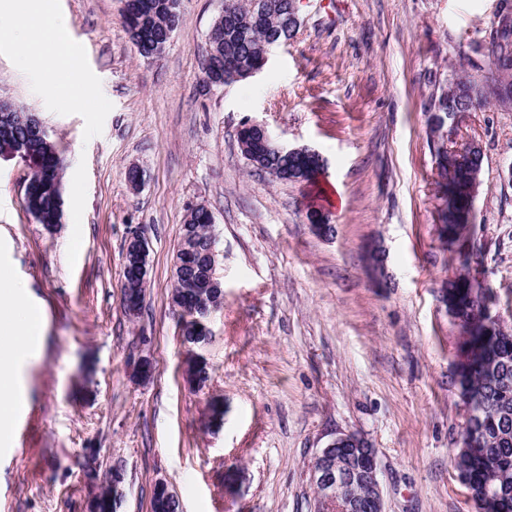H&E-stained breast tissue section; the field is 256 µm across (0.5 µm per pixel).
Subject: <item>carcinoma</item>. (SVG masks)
Instances as JSON below:
<instances>
[{"mask_svg": "<svg viewBox=\"0 0 512 512\" xmlns=\"http://www.w3.org/2000/svg\"><path fill=\"white\" fill-rule=\"evenodd\" d=\"M149 11L142 15L143 32L140 49L149 51L164 42L170 21L168 0H150ZM254 0H236L233 17H216L211 27L220 61L224 65L248 67L265 54L269 39L292 40L299 28L289 19L290 0H281L274 13L268 15L261 26H254ZM486 54L501 62V78L512 80V39L490 34ZM26 142L42 158L39 169L31 178L39 184L36 207L42 215V224L54 223L57 203L62 193L63 165L56 155L52 141H33L26 127L16 125L7 136L0 138V151L15 142ZM440 187L448 201L441 213L443 227L441 240L456 249L463 272L445 283L448 294V312L460 321L462 341L458 347L457 375L462 388L474 399L468 423L474 425L481 438L477 454L456 452L455 461L468 465L475 504L486 494L499 497L500 512H512V332L503 331L487 313V306L473 296L481 288L470 272L468 225L461 222L471 205L469 188L470 170L445 168L439 173ZM210 215L198 209L190 212L186 224L196 237V249L183 267L184 278L173 285L171 304L181 309L180 322L187 325L185 340L192 345L197 337L190 328L191 319L205 308L202 294L206 292L207 252L210 236L206 225Z\"/></svg>", "mask_w": 512, "mask_h": 512, "instance_id": "1", "label": "carcinoma"}]
</instances>
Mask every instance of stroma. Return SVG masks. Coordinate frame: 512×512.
Returning <instances> with one entry per match:
<instances>
[{
  "mask_svg": "<svg viewBox=\"0 0 512 512\" xmlns=\"http://www.w3.org/2000/svg\"><path fill=\"white\" fill-rule=\"evenodd\" d=\"M500 0H300L302 25L264 69L203 81L206 37L224 0H181L165 51L142 58L122 0H56L80 63L79 103L49 98L17 32L0 43V98L36 113L64 160V222L24 207L27 171L0 160V273L27 284L44 336L21 369L25 402L0 449V512H88L119 472L116 512H151L164 482L180 512H315L309 469L354 433L375 448L385 512H475L453 464L468 417L456 383L459 330L439 299L460 270L439 240L430 106L459 68L480 73ZM319 151L317 185L246 164L245 119ZM484 147L470 270L512 327V106L461 116ZM144 176L132 189L127 172ZM339 189L343 204L328 203ZM203 204L219 240L224 304L200 349L209 379H184L169 306L174 249ZM336 231L311 232L310 205ZM145 227L143 309L121 301L129 230ZM385 253V284L367 267ZM150 359L148 380L137 375ZM224 403V425L206 427Z\"/></svg>",
  "mask_w": 512,
  "mask_h": 512,
  "instance_id": "35a3bbf8",
  "label": "stroma"
}]
</instances>
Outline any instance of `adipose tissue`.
Wrapping results in <instances>:
<instances>
[{"label": "adipose tissue", "instance_id": "obj_1", "mask_svg": "<svg viewBox=\"0 0 512 512\" xmlns=\"http://www.w3.org/2000/svg\"><path fill=\"white\" fill-rule=\"evenodd\" d=\"M34 28L35 34L26 48L36 57L45 75L50 94L75 96L72 84L61 75L75 71L77 62L62 37V26L53 0H30L11 13L10 24L1 32L11 34L19 29ZM32 309L22 283L0 281V443H8L12 435L14 415L22 402L20 368L31 357L37 342L31 324Z\"/></svg>", "mask_w": 512, "mask_h": 512}]
</instances>
